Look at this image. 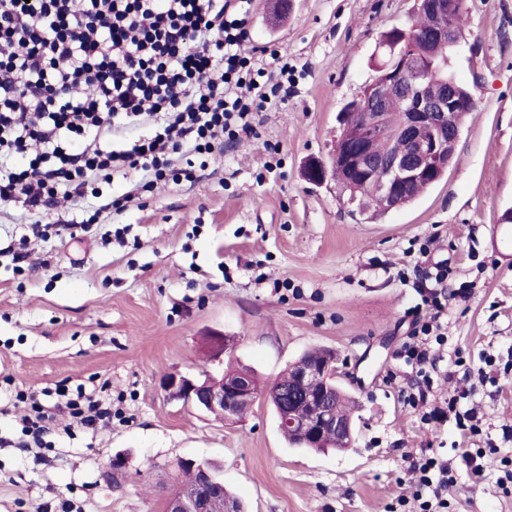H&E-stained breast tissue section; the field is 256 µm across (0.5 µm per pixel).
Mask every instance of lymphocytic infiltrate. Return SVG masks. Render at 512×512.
Instances as JSON below:
<instances>
[{"label":"lymphocytic infiltrate","instance_id":"f902f5d3","mask_svg":"<svg viewBox=\"0 0 512 512\" xmlns=\"http://www.w3.org/2000/svg\"><path fill=\"white\" fill-rule=\"evenodd\" d=\"M252 0H0V206L50 209L99 196L98 181L140 172L136 190L192 179L175 158L203 157L277 107L295 65L242 55ZM81 425L111 423L112 402L77 390ZM400 507L446 512L453 477L414 464Z\"/></svg>","mask_w":512,"mask_h":512}]
</instances>
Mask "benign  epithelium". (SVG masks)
I'll list each match as a JSON object with an SVG mask.
<instances>
[{
    "label": "benign epithelium",
    "mask_w": 512,
    "mask_h": 512,
    "mask_svg": "<svg viewBox=\"0 0 512 512\" xmlns=\"http://www.w3.org/2000/svg\"><path fill=\"white\" fill-rule=\"evenodd\" d=\"M434 16L436 24L429 32V43L456 41L457 0H421ZM393 53L382 67V75L371 82L356 104L360 118L345 122L343 134L333 150V164L339 177H355L377 181L380 205L391 211L397 199L412 185L433 182L452 166L455 145L463 115L473 100H461L455 84L441 79L442 90L430 92L429 85L437 76L435 66H426L424 58L404 31L392 33ZM392 89V97L401 103L396 117L386 111L389 97L381 89ZM391 140L401 143L396 151L376 152L373 143ZM228 340L220 333L208 336L205 349L218 360L228 349ZM343 371L336 359L319 362L298 360L288 387L275 383L265 391L257 390L246 376L232 383L224 376L206 375L192 379L173 374L165 378L168 395L216 416L233 421L241 408L263 397L278 403L279 427L296 435L309 448H320L326 442L352 441L351 420L341 417L334 408L336 383ZM178 466L189 467L200 479L202 497H188L175 492L164 503V512H208L205 497L224 496V483L207 462L179 459Z\"/></svg>",
    "instance_id": "benign-epithelium-1"
}]
</instances>
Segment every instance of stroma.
<instances>
[{
	"instance_id": "1",
	"label": "stroma",
	"mask_w": 512,
	"mask_h": 512,
	"mask_svg": "<svg viewBox=\"0 0 512 512\" xmlns=\"http://www.w3.org/2000/svg\"><path fill=\"white\" fill-rule=\"evenodd\" d=\"M289 2L283 15L256 0L250 44L302 68L296 88L193 180L157 184L119 213L95 216L90 197L44 215L70 234L35 235L19 203L0 211V512H162L181 457L211 462L245 512H388L412 494L424 455L447 460L457 480L448 512H512L497 461L476 478L461 460L467 448L512 447V240L496 232L512 208V0H464L451 60L473 105L454 162L414 204L377 219L303 169L331 162L380 34L409 26L416 2ZM438 262L453 297L429 402L464 396L482 419L466 439L409 401L417 368L402 350L433 312L421 291ZM212 330L229 341L225 362L267 381L304 351H334L358 402L352 446L289 447L262 399L233 422L169 400L166 376L208 370ZM103 385L111 426L72 425L58 389ZM20 391L54 409L42 447L24 445ZM119 453L127 465L115 476Z\"/></svg>"
}]
</instances>
